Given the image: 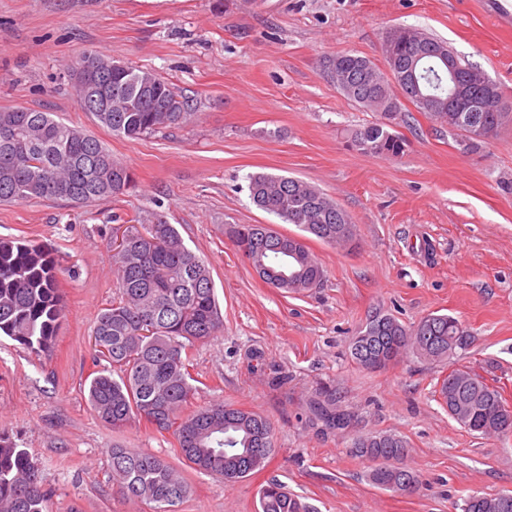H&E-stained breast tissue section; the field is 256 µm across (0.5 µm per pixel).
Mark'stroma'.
<instances>
[{"instance_id": "obj_1", "label": "stroma", "mask_w": 512, "mask_h": 512, "mask_svg": "<svg viewBox=\"0 0 512 512\" xmlns=\"http://www.w3.org/2000/svg\"><path fill=\"white\" fill-rule=\"evenodd\" d=\"M482 0H0V109L28 107L83 127L133 170L125 196L83 207L62 200L0 204V239L51 245L65 303L53 348L36 354L0 337V436L37 460L52 512H154L112 488L109 450L164 458L191 487L178 512H256L269 480L315 512H461L466 496L512 493V436L466 432L435 395L468 366L512 402V127L468 151L460 132L407 105L399 158L352 149L347 132L375 113L347 99L322 62L353 51L384 65L387 30L412 26L448 42L512 102V26ZM93 50L172 80L190 124L131 140L81 109L69 66ZM308 181L357 230L356 249L308 246L319 288H270L235 250L230 224L294 232L250 200L247 177ZM157 213L207 259L224 327L191 352L196 404L221 401L268 417L274 453L235 483L186 467L173 437L146 422L115 430L87 400L92 330L117 291L112 229ZM413 326L449 314L474 334L466 351L431 363L409 355L358 368L350 341L369 314ZM335 392L352 428L320 431L310 406ZM394 432L420 475L414 494L382 491L352 446L355 432Z\"/></svg>"}]
</instances>
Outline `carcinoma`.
<instances>
[{"label":"carcinoma","instance_id":"carcinoma-1","mask_svg":"<svg viewBox=\"0 0 512 512\" xmlns=\"http://www.w3.org/2000/svg\"><path fill=\"white\" fill-rule=\"evenodd\" d=\"M399 69L388 74L370 59L341 52L326 60L327 73L346 98L377 114L355 128L350 146L364 154L398 158L406 139L395 130L403 109L384 112L398 100L395 90L451 131L464 133L470 150L496 138L512 124V112L448 111V73L439 56L448 43L416 28L394 35ZM86 59L107 75L105 96L110 111L95 113L112 134L138 139L192 121L195 113L174 83L148 68H133L96 51L76 59V77ZM252 203L301 233L288 235L268 224H235L225 234L263 281L291 293L320 286L324 271L306 245L315 237L331 246H354L355 224L347 212L317 186L295 177L257 172L248 175ZM135 186L134 173L112 157L98 138L27 107L0 110V203L63 199L82 206L117 198ZM123 229L121 249L113 254L118 292L102 309L92 331L97 370L88 385L92 411L114 429L143 420L156 431L173 435L188 466L237 482L263 469L274 452L271 421L256 412L214 401L188 413L196 393L190 349L217 335L223 326L207 261L186 247L177 228L157 214H136ZM58 263L45 245L0 239V336L36 352L51 349L65 314ZM374 329L367 320L351 343L352 360L380 371L413 353L432 362L467 350L473 333L448 314L430 315L407 327L390 314ZM436 393L448 415L462 428L482 436L512 434V406L498 387L463 367L437 382ZM319 418L330 429H345L354 416L338 409L336 397L321 393ZM354 447L372 462L370 483L402 491L406 472L411 492L419 475L405 464L409 444L392 432L357 436ZM112 486L123 498L154 503L155 512H176L190 494L184 475L166 460L120 446L111 451ZM51 492L29 454L0 437V512H50ZM511 493L472 494L462 512H504ZM258 512H314L311 506L276 482L259 491Z\"/></svg>","mask_w":512,"mask_h":512}]
</instances>
